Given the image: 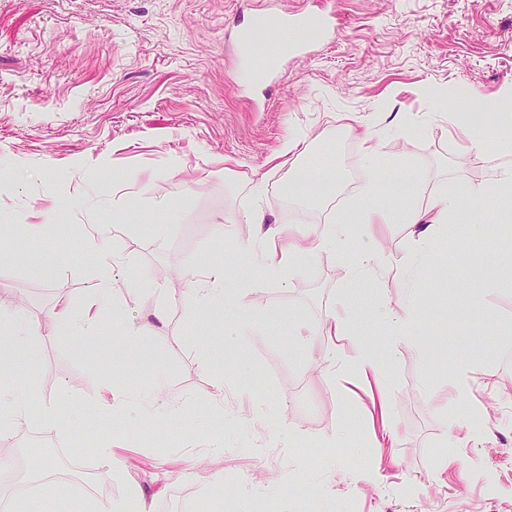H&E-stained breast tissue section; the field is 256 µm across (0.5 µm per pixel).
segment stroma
I'll return each mask as SVG.
<instances>
[{
  "label": "stroma",
  "instance_id": "stroma-1",
  "mask_svg": "<svg viewBox=\"0 0 512 512\" xmlns=\"http://www.w3.org/2000/svg\"><path fill=\"white\" fill-rule=\"evenodd\" d=\"M306 3L0 0V303L23 301L37 329L29 403L59 414L52 447L100 472L83 435L103 424L122 465L93 491L63 483L48 496L19 493L45 465L19 443L37 424L22 425L6 445L26 466L0 480L11 512H45L50 500L91 512L134 483L153 512L180 490L189 512H512V223L500 204L463 202L423 258L407 225L362 237L341 189L311 203L299 230L344 217L353 229L345 255L302 257L285 284L259 277L242 254L252 225L216 232L225 213L251 206L247 182L261 177L269 221L295 219L270 172L291 134L307 143L311 167L333 159L355 182L379 177L377 204L393 214L411 205L417 183L454 192L512 165V154L467 149L474 129L499 128L500 112L464 106L455 123L436 120L409 139L390 131L396 113L429 111V86L497 100L512 83V0H335V39L241 94L225 33L252 13ZM355 119L380 132L385 166L363 165L346 131ZM400 153L413 169L388 166ZM136 171L153 174L150 186L130 180ZM116 195L126 199L117 212ZM154 198L166 210H153ZM51 204L56 222L30 241L14 216ZM85 224L105 225V245L127 262L90 339L54 318L60 306L76 316L94 301ZM366 247L384 260L359 276L354 258ZM212 264L230 274L224 303L193 308L188 286ZM384 303L407 319L405 335L380 317ZM156 306L167 324L130 346L123 321ZM341 306L352 336H321ZM361 341L376 349L377 370L355 372ZM464 364L491 437L460 444L449 421L465 407L449 405L448 381ZM108 385L141 400V411L104 412ZM371 470L380 483L365 479Z\"/></svg>",
  "mask_w": 512,
  "mask_h": 512
}]
</instances>
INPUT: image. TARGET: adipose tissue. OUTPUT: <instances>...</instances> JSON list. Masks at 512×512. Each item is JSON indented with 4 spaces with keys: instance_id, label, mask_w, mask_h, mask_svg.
I'll list each match as a JSON object with an SVG mask.
<instances>
[{
    "instance_id": "obj_1",
    "label": "adipose tissue",
    "mask_w": 512,
    "mask_h": 512,
    "mask_svg": "<svg viewBox=\"0 0 512 512\" xmlns=\"http://www.w3.org/2000/svg\"><path fill=\"white\" fill-rule=\"evenodd\" d=\"M512 187V165L498 168L492 184L467 185L464 195L458 196L437 190L426 192L424 186H417V193L423 194L425 204L421 207H409L405 214V222L409 226V238L415 251L426 252L432 237L441 224L447 223L449 217L460 207L461 198H469L482 203L492 199L493 189ZM245 222L254 225L257 239L275 242L274 250L265 251L262 255V272H268L281 280H288L297 260L315 252H335L346 244L349 231L342 219H333L323 229L312 234H301L288 228L287 224H269L261 209L249 208L225 216L224 233H231L235 224ZM9 320L13 328L10 336L0 339V372L7 369L16 349L30 346L36 335V329L30 321L28 311L23 305L0 306V320ZM448 401L451 404H467V412L450 421L451 431L472 439L481 435L478 423L482 418V403L471 401L470 387L466 371H458L452 376L448 385ZM29 396L27 391H0V426L4 428L30 421L46 429L59 426V417L53 408H44L37 415L28 412Z\"/></svg>"
}]
</instances>
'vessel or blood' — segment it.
Instances as JSON below:
<instances>
[{"mask_svg":"<svg viewBox=\"0 0 512 512\" xmlns=\"http://www.w3.org/2000/svg\"><path fill=\"white\" fill-rule=\"evenodd\" d=\"M335 36V15L325 0H314L312 8L292 13L270 9L253 15L251 24L232 36L243 86L273 78L288 59L312 54V38L329 41Z\"/></svg>","mask_w":512,"mask_h":512,"instance_id":"b4317fda","label":"vessel or blood"}]
</instances>
